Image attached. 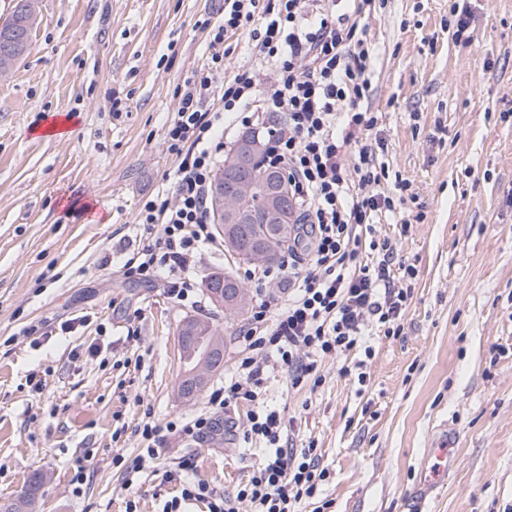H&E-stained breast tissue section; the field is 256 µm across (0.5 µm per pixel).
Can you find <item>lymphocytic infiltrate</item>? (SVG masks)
Listing matches in <instances>:
<instances>
[{"instance_id": "f902f5d3", "label": "lymphocytic infiltrate", "mask_w": 512, "mask_h": 512, "mask_svg": "<svg viewBox=\"0 0 512 512\" xmlns=\"http://www.w3.org/2000/svg\"><path fill=\"white\" fill-rule=\"evenodd\" d=\"M256 20L258 65L223 79L225 37ZM209 48L206 64L179 90L167 130V150L177 158L168 175L174 198L142 206L139 221L155 235L124 263L123 275L142 283L165 280L170 298L179 302L193 294L188 271L212 241L209 194L225 148L217 131L228 115L244 127L281 115L271 126L267 159L288 168L307 250L289 251L280 270L262 271L233 375L210 393L208 411L179 426L196 442L218 430L225 408L249 406L243 436L264 443L265 457L232 498L193 477L191 459L181 460L163 474L180 494L162 512H184L195 501L208 512H235L238 500L249 502L251 512H300L328 473L316 448L283 447L284 417L259 408L269 361L299 386L316 374L318 359L353 350L369 328L398 335L411 296L391 276L393 246L370 238L375 224L396 211L393 196L372 190L382 173L363 142L378 123L368 106L373 58L362 28L337 16L334 0H224ZM266 64L275 68L270 82L262 77ZM354 148L359 161L350 165L346 158ZM283 274L288 298L279 301L267 287Z\"/></svg>"}]
</instances>
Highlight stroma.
Masks as SVG:
<instances>
[{"label":"stroma","instance_id":"obj_1","mask_svg":"<svg viewBox=\"0 0 512 512\" xmlns=\"http://www.w3.org/2000/svg\"><path fill=\"white\" fill-rule=\"evenodd\" d=\"M224 0H37L27 56L0 75V504L43 474L36 512H162L179 495L164 470L191 457L195 472L235 496L258 461V443L216 432L198 442L169 423L200 414L206 395L177 396V327L210 318L224 336L223 384L241 349L246 316L210 304L209 274L246 263L214 236L189 272L185 303L163 281L124 278L151 239L138 212L171 197L175 166L166 130L177 92L209 56ZM474 39L456 44L449 0H386L353 11L373 54L367 141L402 210L376 225L391 240L395 283L410 288L402 332L318 362L319 385L290 387L278 365L264 383L284 410L288 445L312 443L330 477L302 512H413L410 492L440 425L454 435L456 466L424 512H512V0H470ZM123 109L111 111L113 99ZM72 117L68 137H45ZM413 276H405V267ZM70 333L59 326L73 318ZM50 325L32 345L26 325ZM365 362L366 377L352 368ZM45 386L31 393L30 373ZM162 426L155 471L133 486L113 465L136 456L145 423ZM326 508H319V501Z\"/></svg>","mask_w":512,"mask_h":512}]
</instances>
